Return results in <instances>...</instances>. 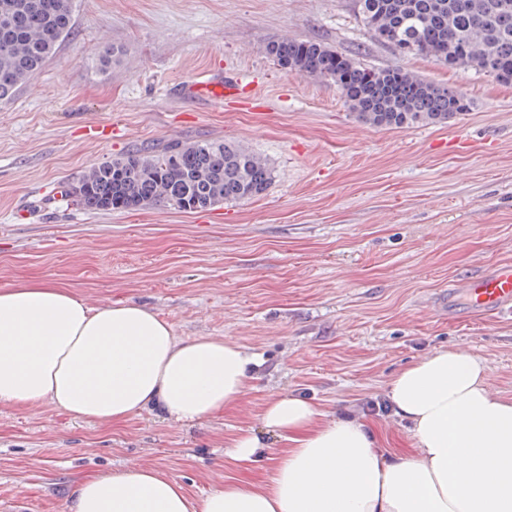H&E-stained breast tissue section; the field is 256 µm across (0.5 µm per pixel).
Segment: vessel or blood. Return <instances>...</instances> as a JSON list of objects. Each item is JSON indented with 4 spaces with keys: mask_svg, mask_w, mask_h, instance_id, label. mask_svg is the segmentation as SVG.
Here are the masks:
<instances>
[{
    "mask_svg": "<svg viewBox=\"0 0 512 512\" xmlns=\"http://www.w3.org/2000/svg\"><path fill=\"white\" fill-rule=\"evenodd\" d=\"M192 94L214 100L237 99L232 83L200 81L190 87ZM449 311L471 315L512 314V263H497L448 285Z\"/></svg>",
    "mask_w": 512,
    "mask_h": 512,
    "instance_id": "1",
    "label": "vessel or blood"
}]
</instances>
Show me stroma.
Segmentation results:
<instances>
[{"label":"stroma","mask_w":512,"mask_h":512,"mask_svg":"<svg viewBox=\"0 0 512 512\" xmlns=\"http://www.w3.org/2000/svg\"><path fill=\"white\" fill-rule=\"evenodd\" d=\"M284 36L409 68L465 92L471 107L445 124L362 125L334 83L274 64L266 47ZM112 45L122 60L100 69ZM202 76L238 82L257 108L190 97ZM89 125L113 134L86 140ZM173 138L243 141L275 178L258 198L191 213L55 201L88 168ZM507 261L512 85L399 55L362 26L357 0H77L69 37L0 102V286L41 279L94 307L141 305L179 339L242 347L255 373L240 399L191 424L151 409L112 424L47 402L0 405V504L67 512L80 479L133 465L193 498L228 479L259 487L285 451L261 422L279 395L356 416L381 447L412 457L385 393L432 351L480 356L490 389L512 398V315L452 318L440 304L449 280ZM247 428L270 455L239 468L225 447Z\"/></svg>","instance_id":"stroma-1"}]
</instances>
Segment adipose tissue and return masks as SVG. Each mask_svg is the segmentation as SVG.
<instances>
[{
    "label": "adipose tissue",
    "mask_w": 512,
    "mask_h": 512,
    "mask_svg": "<svg viewBox=\"0 0 512 512\" xmlns=\"http://www.w3.org/2000/svg\"><path fill=\"white\" fill-rule=\"evenodd\" d=\"M253 364L221 339H177L134 303L92 307L44 280L0 287L2 405L48 402L107 423L154 407L189 423L237 400ZM387 398L413 457L288 395L262 415L286 444L266 485L228 482L192 499L161 471L132 466L80 481L69 512H512V399L489 388L482 358L435 350L400 371Z\"/></svg>",
    "instance_id": "ef3b65f1"
}]
</instances>
